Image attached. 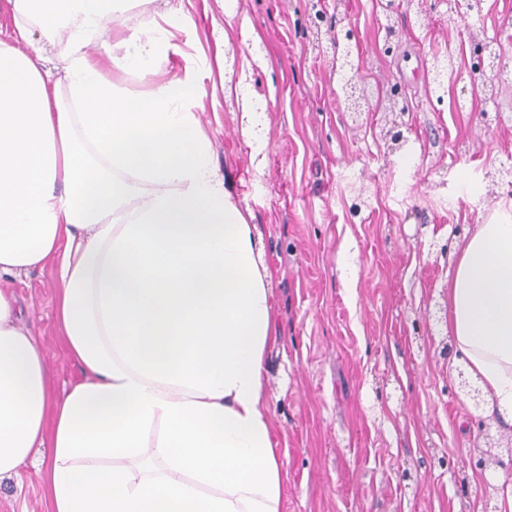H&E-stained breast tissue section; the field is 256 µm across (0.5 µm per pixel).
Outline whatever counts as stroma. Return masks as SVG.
Returning <instances> with one entry per match:
<instances>
[{"label": "stroma", "instance_id": "stroma-1", "mask_svg": "<svg viewBox=\"0 0 512 512\" xmlns=\"http://www.w3.org/2000/svg\"><path fill=\"white\" fill-rule=\"evenodd\" d=\"M225 2L183 0L191 28L175 33L181 52L165 76L181 78L190 56L205 85L243 84L198 112L273 273L280 342L264 374L287 478L281 512H501L512 427L461 391L443 320L456 253L478 225L512 224V198L488 192L512 169V121L486 124L477 89L452 78L436 98L431 63L475 36L512 43V0H485L481 16L454 29L443 0H412L390 17L383 0H348L362 83L407 103L401 114L359 115L346 108L331 33L312 25L310 0H236L231 19ZM389 22L401 38L386 55ZM243 93L266 116L256 149L239 133ZM393 127L409 163L383 136ZM8 290L61 396L80 371L56 321L53 267ZM48 455L36 449L0 483V512H46Z\"/></svg>", "mask_w": 512, "mask_h": 512}]
</instances>
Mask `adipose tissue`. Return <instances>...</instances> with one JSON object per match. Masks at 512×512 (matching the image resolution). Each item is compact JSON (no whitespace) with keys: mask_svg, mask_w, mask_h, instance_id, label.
<instances>
[{"mask_svg":"<svg viewBox=\"0 0 512 512\" xmlns=\"http://www.w3.org/2000/svg\"><path fill=\"white\" fill-rule=\"evenodd\" d=\"M11 2L0 280L54 266L81 378L51 399L0 290V481L46 447L47 512H280L263 373L278 340L272 273L195 111L206 89L189 66L163 77L189 25L183 0H165L162 25L138 40L123 35L129 0ZM94 32L113 36L112 73L87 52ZM132 74L150 86L130 90ZM445 328L512 423V224L479 225L462 247Z\"/></svg>","mask_w":512,"mask_h":512,"instance_id":"ef3b65f1","label":"adipose tissue"}]
</instances>
